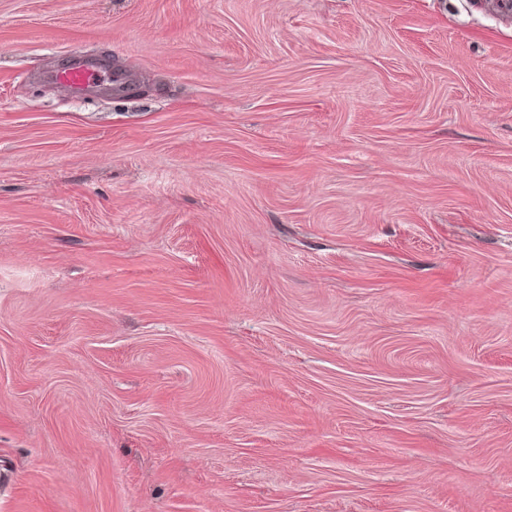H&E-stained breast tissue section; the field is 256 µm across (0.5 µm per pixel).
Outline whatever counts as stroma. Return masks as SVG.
Segmentation results:
<instances>
[{
	"mask_svg": "<svg viewBox=\"0 0 512 512\" xmlns=\"http://www.w3.org/2000/svg\"><path fill=\"white\" fill-rule=\"evenodd\" d=\"M0 512H512L498 0H0ZM99 69L98 66L78 59L68 67L56 71L53 79L76 92H83L100 80Z\"/></svg>",
	"mask_w": 512,
	"mask_h": 512,
	"instance_id": "35a3bbf8",
	"label": "stroma"
}]
</instances>
